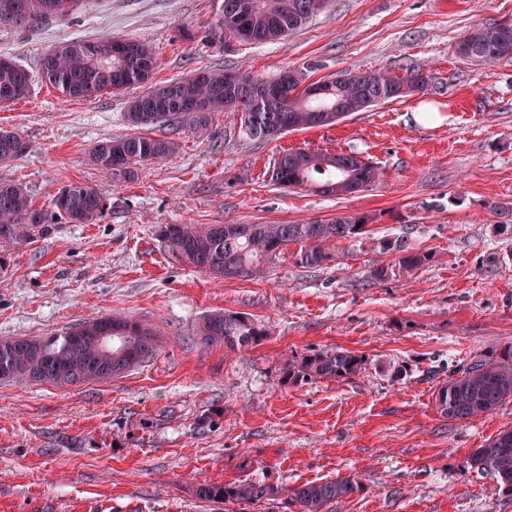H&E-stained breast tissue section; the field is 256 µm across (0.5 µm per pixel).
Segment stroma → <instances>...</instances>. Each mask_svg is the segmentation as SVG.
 <instances>
[{
  "instance_id": "stroma-1",
  "label": "stroma",
  "mask_w": 512,
  "mask_h": 512,
  "mask_svg": "<svg viewBox=\"0 0 512 512\" xmlns=\"http://www.w3.org/2000/svg\"><path fill=\"white\" fill-rule=\"evenodd\" d=\"M223 0H78L67 18L0 26V57L38 73L73 39L151 43L156 81L199 69L307 82L344 72L423 69L430 91L334 124L249 140L241 112L215 113L206 134L177 131L174 155L112 175L95 162L104 138L130 134V92L69 100L44 83L0 106V128L29 145L0 162V181L48 206L63 181L96 185L111 208L97 223L59 220L0 240V339L58 336L105 315L160 331L156 355L108 381L57 387L0 382V512H296L286 490L351 476L360 491L325 512H512V495L471 472L466 458L512 427V402L473 421L450 420L435 395L449 377L512 346V63L459 57L471 27L512 21V0H332L271 44L224 47L182 39L202 32ZM437 109L421 123V103ZM305 149L356 153L383 177L348 197L286 190L275 159ZM341 213L369 217L341 256L318 268L296 246L245 278L220 280L176 261L159 224H304ZM401 238L432 260L373 284L392 262L379 243ZM216 310L270 329L248 350L201 342ZM320 349L361 356L336 381H285L288 359ZM261 481L274 500L212 502L198 484Z\"/></svg>"
}]
</instances>
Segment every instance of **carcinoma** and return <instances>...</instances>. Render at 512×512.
<instances>
[{
  "label": "carcinoma",
  "mask_w": 512,
  "mask_h": 512,
  "mask_svg": "<svg viewBox=\"0 0 512 512\" xmlns=\"http://www.w3.org/2000/svg\"><path fill=\"white\" fill-rule=\"evenodd\" d=\"M311 0H224V11L217 21L200 35L187 39L224 46L238 38L253 43L281 39L295 31L316 13L326 10L329 0H321L319 8L310 12L305 5ZM73 0H0V25L29 27L49 17L65 16ZM115 37L103 36L87 40H71L57 47L53 58H44L39 79L70 99H93L107 90H127L145 87L127 102L126 121L133 127L136 113L158 88L150 84L158 69V58L152 45L130 41L137 55L136 64L112 54ZM456 52L466 59L487 63L512 62V35L505 38L498 24L490 23L468 31L456 44ZM224 69L198 70L187 78L169 79L175 95L171 103L155 109L148 126H173L194 133L208 129L212 114L236 111L247 105L249 121L243 122L245 134L251 140L268 141L284 134L310 128V116L324 113L328 123L336 122L331 108L336 99L345 101L348 113L404 97L401 87L413 84L424 92L432 82L431 75L414 70L405 76L390 70L345 72L341 85L336 78L326 80L330 90L318 97L295 92L288 85L278 105L285 128L267 126L268 112L254 107L249 93L265 79L248 71L239 73L235 89L224 87ZM33 76L14 62L0 61V104L10 105L30 98ZM28 143L12 130L0 129V161L23 155ZM179 149L172 137L155 138L133 133L106 138L94 148L98 165L114 174L133 163H147L169 157ZM382 177V170L355 153L287 150L276 161L272 180L284 187L308 188L320 194L342 198L363 190ZM111 208V203L99 190L81 181H66L52 199V210L34 206L26 189L15 183H0V238H26L41 224L53 218L74 222V215L86 214L84 223L94 224ZM369 218L363 214H339L328 220L306 224H160L156 236L179 262L211 275L216 279L247 276L258 265L279 257L290 245H297V262L304 267L326 265L334 250L345 240H353L364 232ZM380 248L396 257L390 265H376L369 272L372 282L388 280L397 270L407 273L420 268L431 256L407 246L402 239L384 240ZM112 335L138 339L140 358L127 366L131 371L151 358L158 350V333L149 325L127 316L107 315ZM95 322L75 327L82 336L79 344L71 341L72 333L64 336L16 338L0 340V380L28 379L57 386L105 380L99 372L104 359L96 339ZM269 335L266 326L234 312L216 311L207 315L198 336L206 344H222L229 349H242L258 344ZM364 366L362 357L348 350H318L299 360H290L283 377L292 383L321 379L336 381L359 374ZM438 412L450 420H473L512 402V347L495 359L469 366L460 376L452 377L435 396ZM467 468L478 474L492 476L499 489L512 495V428L499 432L486 445L471 451ZM361 489L355 477H337L321 482H309L292 490L291 502L297 512H323L334 501L344 499ZM279 489L253 481L199 486L198 496L209 501L246 502L274 499Z\"/></svg>",
  "instance_id": "obj_1"
}]
</instances>
